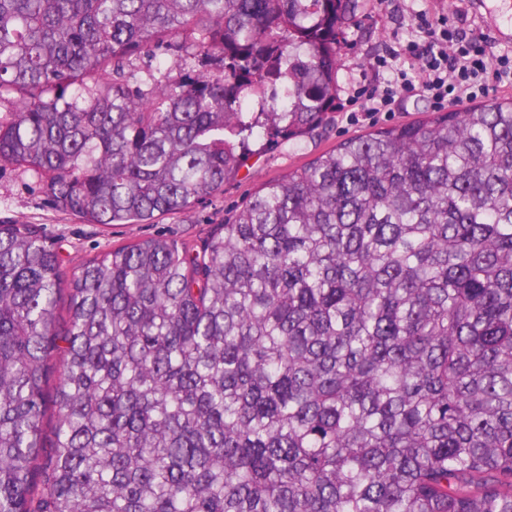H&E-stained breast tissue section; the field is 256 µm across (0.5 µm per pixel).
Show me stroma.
Segmentation results:
<instances>
[{
	"mask_svg": "<svg viewBox=\"0 0 512 512\" xmlns=\"http://www.w3.org/2000/svg\"><path fill=\"white\" fill-rule=\"evenodd\" d=\"M359 14L346 25L340 43L336 112L332 123L312 138L281 140L250 156L235 179L225 183L222 192L194 204L186 214L164 217L154 224H116L104 227L89 224L61 211L48 194L44 183L23 168L0 167V222L20 221L34 225L52 245L60 268L71 273L83 260L142 239L164 236L183 242H196L223 223L269 179L303 165L342 140L365 133L374 127L411 122L425 111H435L433 101L405 97L394 112L368 114L359 111L363 92L374 79L370 64L374 57L392 49H402L418 38V15H447L446 0H359ZM464 25L471 38L493 57H512V41L495 37L483 21L475 0H458Z\"/></svg>",
	"mask_w": 512,
	"mask_h": 512,
	"instance_id": "obj_1",
	"label": "stroma"
}]
</instances>
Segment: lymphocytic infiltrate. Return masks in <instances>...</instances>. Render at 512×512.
<instances>
[{
  "mask_svg": "<svg viewBox=\"0 0 512 512\" xmlns=\"http://www.w3.org/2000/svg\"><path fill=\"white\" fill-rule=\"evenodd\" d=\"M423 40L407 45L409 68L372 87L365 99L368 112H384L404 93L420 91L451 108L490 90L512 86V58L487 57L462 27L446 18L425 22Z\"/></svg>",
  "mask_w": 512,
  "mask_h": 512,
  "instance_id": "obj_1",
  "label": "lymphocytic infiltrate"
}]
</instances>
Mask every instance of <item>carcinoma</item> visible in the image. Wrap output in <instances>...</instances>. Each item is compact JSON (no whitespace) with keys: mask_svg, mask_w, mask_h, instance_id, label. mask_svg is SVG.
<instances>
[{"mask_svg":"<svg viewBox=\"0 0 512 512\" xmlns=\"http://www.w3.org/2000/svg\"><path fill=\"white\" fill-rule=\"evenodd\" d=\"M358 9L0 0V163L89 224L186 213L329 123ZM164 46L215 67L124 71ZM0 512H512V97L347 138L199 245L66 277L0 224Z\"/></svg>","mask_w":512,"mask_h":512,"instance_id":"obj_1","label":"carcinoma"}]
</instances>
